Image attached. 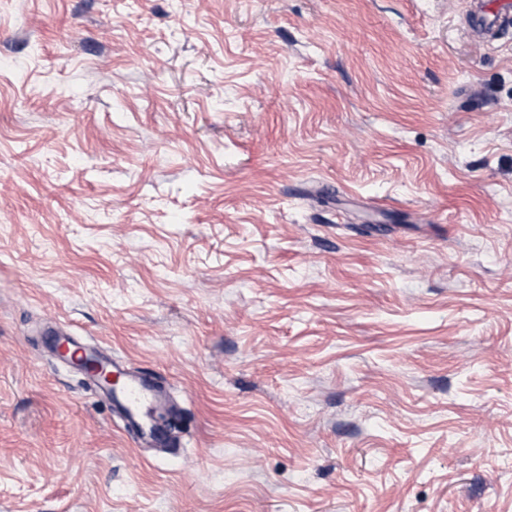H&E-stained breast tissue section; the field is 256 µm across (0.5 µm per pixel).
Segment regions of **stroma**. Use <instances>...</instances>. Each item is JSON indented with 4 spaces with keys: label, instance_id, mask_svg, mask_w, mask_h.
Here are the masks:
<instances>
[{
    "label": "stroma",
    "instance_id": "1",
    "mask_svg": "<svg viewBox=\"0 0 512 512\" xmlns=\"http://www.w3.org/2000/svg\"><path fill=\"white\" fill-rule=\"evenodd\" d=\"M464 5L0 0V512H512V33ZM99 357L109 371L113 372L114 370L122 377L121 391L115 393L113 398L128 419V413L144 415L153 404L158 402L160 394L152 376L146 373H118L117 360H114L112 355L102 356L99 354Z\"/></svg>",
    "mask_w": 512,
    "mask_h": 512
}]
</instances>
